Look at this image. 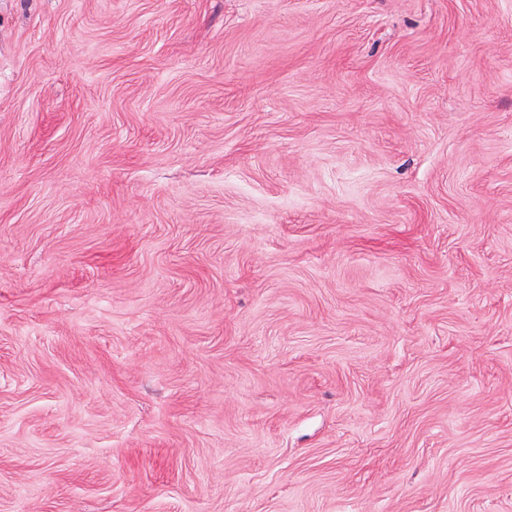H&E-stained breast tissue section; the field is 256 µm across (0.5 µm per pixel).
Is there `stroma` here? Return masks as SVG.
<instances>
[{
  "label": "stroma",
  "instance_id": "stroma-1",
  "mask_svg": "<svg viewBox=\"0 0 512 512\" xmlns=\"http://www.w3.org/2000/svg\"><path fill=\"white\" fill-rule=\"evenodd\" d=\"M0 512H512V0H0Z\"/></svg>",
  "mask_w": 512,
  "mask_h": 512
}]
</instances>
